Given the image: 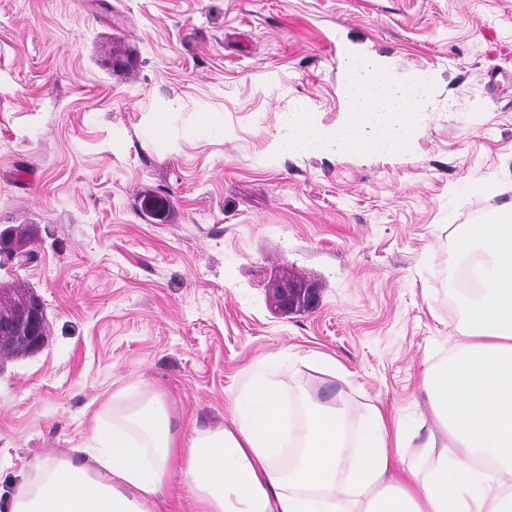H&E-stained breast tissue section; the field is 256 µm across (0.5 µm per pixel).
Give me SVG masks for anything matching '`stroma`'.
I'll return each instance as SVG.
<instances>
[{
    "mask_svg": "<svg viewBox=\"0 0 512 512\" xmlns=\"http://www.w3.org/2000/svg\"><path fill=\"white\" fill-rule=\"evenodd\" d=\"M369 53L436 109L403 155L302 154L278 113L347 110ZM492 184L496 193L483 194ZM512 208V0H0V230L37 257L0 286L45 308L42 348L0 357V512L92 446L112 395L160 392L171 426L231 425L273 373L293 416L340 399L432 421L420 382L453 351L464 223ZM288 268L316 307L274 314Z\"/></svg>",
    "mask_w": 512,
    "mask_h": 512,
    "instance_id": "1",
    "label": "stroma"
}]
</instances>
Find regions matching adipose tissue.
<instances>
[{"label":"adipose tissue","mask_w":512,"mask_h":512,"mask_svg":"<svg viewBox=\"0 0 512 512\" xmlns=\"http://www.w3.org/2000/svg\"><path fill=\"white\" fill-rule=\"evenodd\" d=\"M348 110L335 127L295 104L279 142L362 158L407 151L434 109L427 82H403L364 54L347 58ZM480 249L481 296L442 366L423 388L437 424L419 449L381 410L354 436L341 403L312 407L291 435L278 383L257 375L236 392L233 426L173 430L153 393L111 424L98 445L46 460L38 486L9 512H154L179 472L193 512H512V212L490 213L457 239ZM294 454H287V447Z\"/></svg>","instance_id":"1"}]
</instances>
